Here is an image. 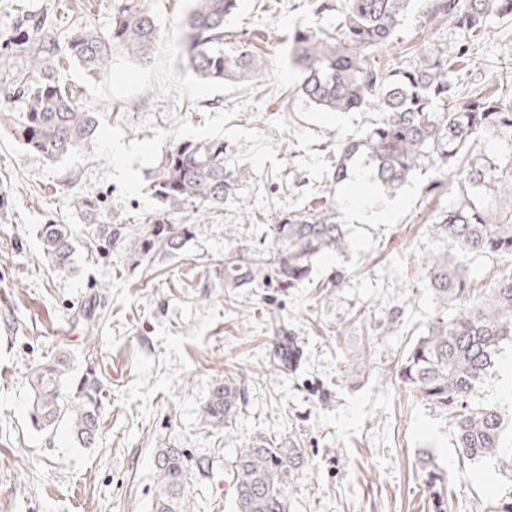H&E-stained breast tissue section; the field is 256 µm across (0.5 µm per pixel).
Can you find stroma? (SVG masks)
<instances>
[{"label": "stroma", "instance_id": "stroma-1", "mask_svg": "<svg viewBox=\"0 0 512 512\" xmlns=\"http://www.w3.org/2000/svg\"><path fill=\"white\" fill-rule=\"evenodd\" d=\"M115 5L0 0V108L22 110L24 99L9 78L39 71L43 41L66 54L75 30L89 23L108 30ZM426 9L427 0H415L377 63L403 68L415 63L422 44L451 51L469 41L476 59L460 84L467 91L495 89V63L512 52V19L491 20L474 36L445 25L425 34ZM336 20L314 13L308 0H241L224 45L264 52L267 66L253 77V91L178 104L151 89L117 111L98 103L128 142L153 138L157 127L174 129L178 116L200 126L206 112L232 109L233 126L267 135L283 164L280 175H250L242 203L198 225L174 258L133 267L124 255L97 254L94 224L140 223L141 200L119 204L116 183L91 182V173L107 170L102 159L43 176V157L0 126V512H151L158 448L212 462L210 475L190 484L195 512H234L228 461L234 449L268 435L296 440L308 460L288 488L291 512H433L427 452L444 472L445 512H488L500 495L505 481L494 465H460L445 419L391 374L438 308L417 259L452 245L429 229L430 172L393 196L373 180L357 191L350 181L332 182L337 141L364 135L382 119L370 107L326 112L296 92L300 72L289 35ZM249 98L255 104L248 108ZM149 116L153 129H139ZM79 197L95 201L94 221L75 208ZM324 201L348 233L345 251L319 257L310 279L296 288L225 287V252L269 245L276 219ZM45 224L70 225L71 270L41 260ZM283 336L303 352L289 374L270 368ZM61 346L76 376L91 371L99 381V429L85 447L66 426L39 431L28 417V375ZM366 347L375 367L370 374L360 360ZM228 374L244 403L216 429L201 409ZM478 395L512 418V342H503Z\"/></svg>", "mask_w": 512, "mask_h": 512}]
</instances>
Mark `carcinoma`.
Here are the masks:
<instances>
[{
  "mask_svg": "<svg viewBox=\"0 0 512 512\" xmlns=\"http://www.w3.org/2000/svg\"><path fill=\"white\" fill-rule=\"evenodd\" d=\"M412 0H312L315 12H338L334 30L298 29L288 38L290 55L301 73L298 93L330 112L372 106L380 124L359 138L336 144L332 180L344 179L352 158L364 155L375 178L397 190L428 166L438 173L425 196L454 188L451 204L433 212L431 228L451 242L454 252L421 260L428 287L441 303L459 301L464 308L453 317L442 312L405 351L392 375L449 423L462 459L490 461L512 482V423L498 408L476 402L480 385L495 366L501 342L512 339V93L475 91L461 96L456 78L471 63L474 48L458 45L454 52L429 48L405 68H382L375 52L396 36ZM239 0H194L182 24V64L197 78L235 80L265 68L257 51L242 46L224 50V23ZM512 17V0H429L422 26L447 24L467 32L486 29L493 18ZM161 41L148 0H118L112 25L105 34L93 25L76 30L64 57H49L20 90L25 109L17 115L3 110L13 137L51 162L73 147H86L100 126L99 116L78 103L56 80L55 71L74 61L93 74L108 69L111 54L122 53L146 64ZM490 136L500 148L474 150L479 136ZM224 141L179 140L165 151L148 177V193L159 209L143 223L98 224L96 250L114 251L136 265L181 254L203 224L239 199L249 178L248 168L225 164ZM195 218L179 219L184 205ZM267 248L229 251L224 257V287L259 288L275 281L294 288L309 279L319 256L347 245L343 225L330 206L312 205L284 215L271 228ZM43 259L55 269L72 265V232L66 224H45L41 232ZM500 260L496 285L477 297L469 277V261ZM302 351L294 338L283 336L273 367L298 369ZM71 357L60 347L32 373L30 417L41 430L65 422L79 443L93 440L99 406L87 381L74 383ZM242 397L235 380L213 386L203 413L221 427L240 412ZM307 465L293 440L261 437L236 449L230 467L236 478L234 512H289L287 487ZM212 463L203 458L191 465L180 448H159L154 455L155 493L151 512H193L189 487Z\"/></svg>",
  "mask_w": 512,
  "mask_h": 512,
  "instance_id": "obj_1",
  "label": "carcinoma"
}]
</instances>
